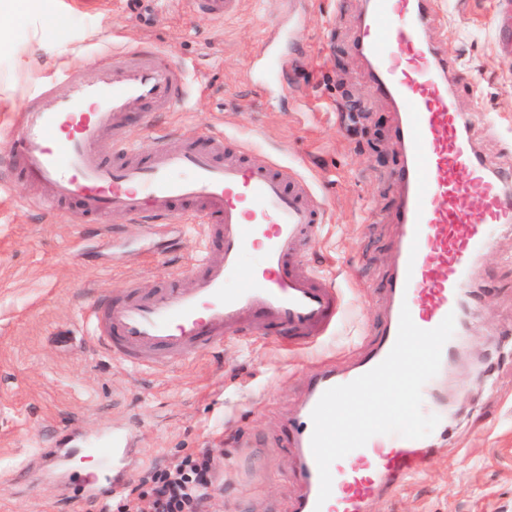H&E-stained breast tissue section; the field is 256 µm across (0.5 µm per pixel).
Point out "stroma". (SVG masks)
<instances>
[{
	"label": "stroma",
	"mask_w": 512,
	"mask_h": 512,
	"mask_svg": "<svg viewBox=\"0 0 512 512\" xmlns=\"http://www.w3.org/2000/svg\"><path fill=\"white\" fill-rule=\"evenodd\" d=\"M503 0H436L433 29L455 67L459 111L475 112L478 148L492 170L512 167V53L490 25ZM366 0H242L214 22L188 0H30L29 16L0 23V130L48 76L95 51L152 41L204 93L161 122L172 134H224L230 147L302 177L325 223L306 259L332 279L343 309L331 335L289 349L250 335L159 370L114 362L93 349L83 311L97 294L189 286L200 246L189 224L148 231L107 218L60 223L29 205L30 188L0 186V512H82L61 503L65 470L27 472L38 443L135 438L136 475L208 451L215 484L208 512H291L300 494L284 441L320 367L344 371L362 357L388 308L399 146L394 108L371 87L356 45ZM288 26V80H257L252 66L269 29ZM55 44L53 56L38 41ZM361 103L349 123L345 98ZM480 316L448 366V434L424 473L368 512H512V224L477 261Z\"/></svg>",
	"instance_id": "stroma-1"
}]
</instances>
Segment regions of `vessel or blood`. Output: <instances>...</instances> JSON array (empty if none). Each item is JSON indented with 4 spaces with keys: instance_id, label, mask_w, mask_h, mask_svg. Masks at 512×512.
<instances>
[{
    "instance_id": "b4317fda",
    "label": "vessel or blood",
    "mask_w": 512,
    "mask_h": 512,
    "mask_svg": "<svg viewBox=\"0 0 512 512\" xmlns=\"http://www.w3.org/2000/svg\"><path fill=\"white\" fill-rule=\"evenodd\" d=\"M194 12L212 21L236 12L239 0H192ZM434 0H368L357 46L370 65L376 92L396 108L400 147L397 178L402 192L392 247L396 265L386 285L390 306L383 329L358 365L339 376L317 373L301 417L288 429L299 457L293 475L301 487L294 512H365L367 502L427 467L431 451L421 440L376 435L354 454L362 469L331 465L332 490L319 501L320 478L312 453L311 414L323 393L352 382L380 364L397 337L400 313L409 309L422 329L460 313V291L469 287L478 256L493 245L500 224L512 223V173H490L472 136L474 114L457 111L449 83L452 61L442 43L428 39ZM282 34L268 36L257 69L279 83ZM130 59L108 54L70 68L64 92L43 83L34 99L15 112L0 168L5 179L41 190L33 206L70 221L68 205L87 223L112 215L153 227L184 222L194 213L203 255L191 287L143 294L127 288L87 305L90 341L123 364L159 369L222 346L246 331H277L300 347L318 340L341 309L338 289L302 259L317 237L324 214L307 182L288 180L276 163L245 161L214 133L159 135L141 156L129 122L140 114L153 127L196 92L187 69L157 47L139 43ZM482 198V209L471 206ZM422 411L447 423L448 392L442 376L422 389ZM128 438L87 443L102 458L129 456ZM121 477L82 478L88 503L110 496Z\"/></svg>"
}]
</instances>
